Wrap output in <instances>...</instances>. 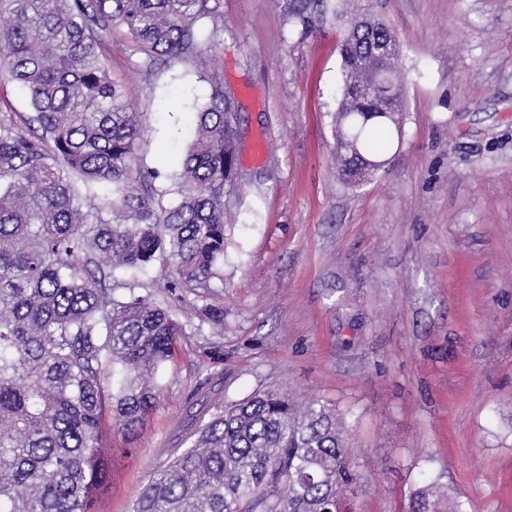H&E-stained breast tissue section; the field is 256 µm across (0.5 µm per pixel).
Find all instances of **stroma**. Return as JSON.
Instances as JSON below:
<instances>
[{"instance_id": "1", "label": "stroma", "mask_w": 512, "mask_h": 512, "mask_svg": "<svg viewBox=\"0 0 512 512\" xmlns=\"http://www.w3.org/2000/svg\"><path fill=\"white\" fill-rule=\"evenodd\" d=\"M290 5L221 0V20L199 25L237 108L232 225L209 287L154 262L114 291L184 333L137 436L110 427L100 512H130L175 432L212 411L206 389L229 403L268 387L344 417L351 512H411L431 478L462 512H512V0H359L400 42L406 113L357 187L332 126L345 0L302 21ZM105 66L142 114L137 155L172 207L210 81L191 60L147 68L122 28Z\"/></svg>"}]
</instances>
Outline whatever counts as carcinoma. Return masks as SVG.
Here are the masks:
<instances>
[{
	"label": "carcinoma",
	"instance_id": "obj_1",
	"mask_svg": "<svg viewBox=\"0 0 512 512\" xmlns=\"http://www.w3.org/2000/svg\"><path fill=\"white\" fill-rule=\"evenodd\" d=\"M220 0H0V65L32 114L0 111V512H88L111 479L106 420L133 435L155 407L150 379L182 325L143 298L119 301L116 270L153 261L207 288L224 256L226 199L238 183L237 131L218 73L181 161L180 200L156 205L134 168L142 127L104 56L124 28L146 65L206 60L197 25ZM334 115L344 180L373 179L401 135L405 102L392 30L352 16ZM112 183L87 206L76 183ZM132 512H342L351 470L336 413L269 388L200 414L167 449ZM412 512H447L434 479Z\"/></svg>",
	"mask_w": 512,
	"mask_h": 512
}]
</instances>
